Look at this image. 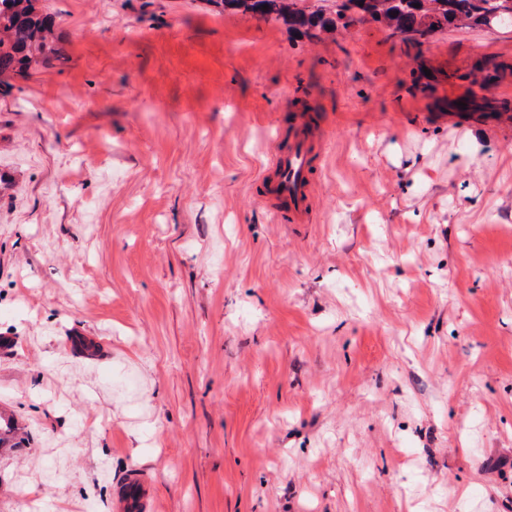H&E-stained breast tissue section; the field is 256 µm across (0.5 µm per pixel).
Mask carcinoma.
Returning <instances> with one entry per match:
<instances>
[{"label": "carcinoma", "instance_id": "1", "mask_svg": "<svg viewBox=\"0 0 512 512\" xmlns=\"http://www.w3.org/2000/svg\"><path fill=\"white\" fill-rule=\"evenodd\" d=\"M37 0H0V75H24L33 63L47 65L62 57L57 47L56 20L36 6ZM224 12L232 9L280 21L291 31L332 34L352 9H361L372 21L394 34L429 39L450 26L468 25L487 30L505 27L512 0H336L335 16L305 12L298 0H209ZM267 9H262V6Z\"/></svg>", "mask_w": 512, "mask_h": 512}]
</instances>
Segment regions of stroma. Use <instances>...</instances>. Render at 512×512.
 I'll return each mask as SVG.
<instances>
[{"instance_id": "35a3bbf8", "label": "stroma", "mask_w": 512, "mask_h": 512, "mask_svg": "<svg viewBox=\"0 0 512 512\" xmlns=\"http://www.w3.org/2000/svg\"><path fill=\"white\" fill-rule=\"evenodd\" d=\"M0 77V512H512V30L42 0ZM483 84L480 121H423ZM314 221L252 192L282 104ZM37 0H0V75L23 76L32 63L47 65L62 57L56 20ZM155 509L154 479L151 475L134 469L117 484L112 503L114 512H154Z\"/></svg>"}]
</instances>
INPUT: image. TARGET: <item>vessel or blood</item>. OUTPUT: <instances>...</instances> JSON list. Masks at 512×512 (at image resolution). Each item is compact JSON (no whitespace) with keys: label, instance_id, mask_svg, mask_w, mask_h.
Here are the masks:
<instances>
[{"label":"vessel or blood","instance_id":"vessel-or-blood-1","mask_svg":"<svg viewBox=\"0 0 512 512\" xmlns=\"http://www.w3.org/2000/svg\"><path fill=\"white\" fill-rule=\"evenodd\" d=\"M280 142L255 190L275 222L307 224L313 217L318 175L326 151L325 119L312 109L284 110ZM113 512H155L154 479L132 470L116 486Z\"/></svg>","mask_w":512,"mask_h":512}]
</instances>
